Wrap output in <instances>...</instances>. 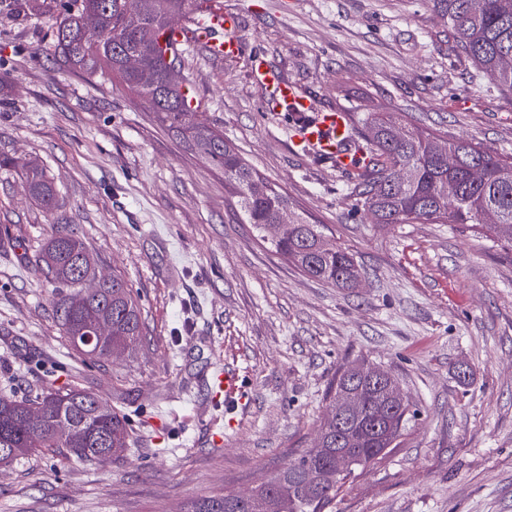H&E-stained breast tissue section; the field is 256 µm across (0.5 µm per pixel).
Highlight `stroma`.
<instances>
[{"label":"stroma","mask_w":512,"mask_h":512,"mask_svg":"<svg viewBox=\"0 0 512 512\" xmlns=\"http://www.w3.org/2000/svg\"><path fill=\"white\" fill-rule=\"evenodd\" d=\"M237 36L324 111H370L512 155V93L465 55L428 0H221ZM196 107L360 267L357 288L303 274L246 224L224 173L123 85L73 71L40 19L0 11V154L53 179L33 204L0 172V394L75 386L122 409L105 464L67 449L0 465V512H185L242 495L312 447L341 369L389 371L418 414L324 512H512V253L454 224H377L352 174L291 140L247 58L184 52ZM128 280L145 339L89 361L62 336L63 291L35 274L60 226ZM245 401L217 405L216 369Z\"/></svg>","instance_id":"stroma-1"}]
</instances>
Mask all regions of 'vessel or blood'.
I'll return each instance as SVG.
<instances>
[{
  "label": "vessel or blood",
  "mask_w": 512,
  "mask_h": 512,
  "mask_svg": "<svg viewBox=\"0 0 512 512\" xmlns=\"http://www.w3.org/2000/svg\"><path fill=\"white\" fill-rule=\"evenodd\" d=\"M236 19L231 14L215 9L196 20L192 27H175L166 31L167 40L178 49L193 44L206 47L209 52L225 58L248 56L258 80L272 87L274 98L267 104L270 112L288 111L301 118L293 129L295 145L321 147L329 156L338 157L341 168L351 166L352 152L346 151L343 142L347 137V116L342 112H315L312 100L298 86L284 80L268 67L258 52H247L245 44L233 32ZM215 385L223 392L228 404H241L242 387L235 374L219 372Z\"/></svg>",
  "instance_id": "1"
}]
</instances>
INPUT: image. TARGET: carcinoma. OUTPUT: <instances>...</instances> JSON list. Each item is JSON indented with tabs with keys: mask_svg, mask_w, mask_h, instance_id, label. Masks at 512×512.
<instances>
[{
	"mask_svg": "<svg viewBox=\"0 0 512 512\" xmlns=\"http://www.w3.org/2000/svg\"><path fill=\"white\" fill-rule=\"evenodd\" d=\"M200 0H138L130 12L125 0H58L35 8V0H22L30 14L47 20L55 36V50L71 68L87 74L116 76L148 104L160 125L182 136L188 147L213 166L224 169V184L237 195L246 223L268 238L278 254L286 256L307 276L338 288H351L360 276L353 256L336 246L316 224L296 212L288 196L258 175L236 149L217 133L200 113L190 107L186 81L172 86L168 60L181 55L162 39L171 17L198 10ZM434 13L448 26L462 51L476 67L512 91V67L503 57L512 56V0H429ZM98 18L99 31L82 33L85 14ZM136 57L141 70L126 69L124 60ZM361 141L364 157L350 194L356 206L371 212L378 224H459L483 229L501 247L512 251V158L494 155L467 140L448 141L404 123L400 112H369L362 129H349ZM458 163L448 167V153ZM478 166L483 177L475 182L469 170ZM14 172L31 198L43 209L54 207L56 191L39 167L14 157H0V169ZM405 179L396 180V171ZM288 214V226L278 237H267V225ZM492 213L496 223H483ZM87 254L72 230L57 231L43 246L36 270L69 292L58 303L56 319L73 349L90 359L104 360L108 351L131 353L144 337V323L131 285L121 276L95 294L85 292L75 271ZM107 315L110 335L92 351L81 344L92 321ZM375 382L355 378L348 369L341 374L315 445L290 460L274 475L245 496L209 497L189 512H322L351 470L336 471V453L352 450L362 456L361 466L394 448L411 414L409 400L396 402L390 393L397 381L380 366ZM345 391L363 395L365 408L344 425L336 423V405ZM41 413V437L33 441L28 410ZM125 415L94 393L69 388H46L25 399L0 395V448H9L0 464L41 448H66L79 459L103 464L119 456L129 443Z\"/></svg>",
	"mask_w": 512,
	"mask_h": 512,
	"instance_id": "1",
	"label": "carcinoma"
}]
</instances>
